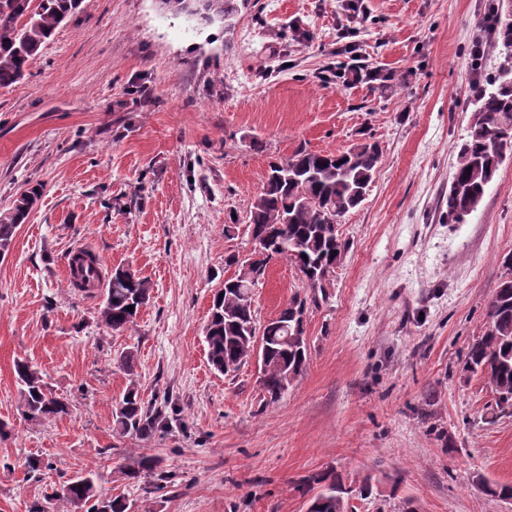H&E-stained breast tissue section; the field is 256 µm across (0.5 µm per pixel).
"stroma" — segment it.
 <instances>
[{
  "label": "stroma",
  "mask_w": 512,
  "mask_h": 512,
  "mask_svg": "<svg viewBox=\"0 0 512 512\" xmlns=\"http://www.w3.org/2000/svg\"><path fill=\"white\" fill-rule=\"evenodd\" d=\"M491 8L511 9L248 0L202 24L158 0H83L0 88V210L40 190L0 258V512H44L89 472L132 512H305L301 483L328 469L370 486L348 512H512L486 491L512 484V416L464 369L512 253V154L462 223L446 203L476 87L503 61L470 56ZM366 138L381 163L339 220L346 248L309 308L306 369L265 405L255 363L227 376L207 361L211 295L234 273L224 257L253 247L246 214L270 162ZM77 246L151 283L129 330L107 332L98 298L68 289ZM302 288L272 262L258 321ZM19 359L72 401L69 416L21 415ZM131 385L169 401V427L116 431L112 404ZM133 448L172 474L166 488L125 479Z\"/></svg>",
  "instance_id": "stroma-1"
}]
</instances>
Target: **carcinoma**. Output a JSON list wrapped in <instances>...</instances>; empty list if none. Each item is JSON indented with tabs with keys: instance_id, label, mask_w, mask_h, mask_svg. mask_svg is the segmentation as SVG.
I'll return each instance as SVG.
<instances>
[{
	"instance_id": "1",
	"label": "carcinoma",
	"mask_w": 512,
	"mask_h": 512,
	"mask_svg": "<svg viewBox=\"0 0 512 512\" xmlns=\"http://www.w3.org/2000/svg\"><path fill=\"white\" fill-rule=\"evenodd\" d=\"M235 0H205V10L213 17L235 11ZM80 8L79 0H0V88L22 80L30 62L55 29ZM486 43L505 54L498 75L488 80L491 89L480 91L467 135L459 147L455 170L448 189V223H460L475 210L501 166L512 151V24L501 19L489 24ZM380 162L377 143L364 140L339 153L299 149L290 157L273 162L261 192L247 212L248 229L260 246L263 261L286 260L302 276L305 286L322 289L321 276L335 272L346 243L338 233L337 219L358 207ZM39 191L26 190L12 205L0 210V256L8 253L17 227L24 223ZM72 288L90 293V285L100 277L97 259H74ZM504 275L487 306L488 327L468 348L464 368L481 374L495 394L498 413L512 416V255L503 258ZM251 283L226 286L214 293L206 324L205 342L211 366L224 372V362L237 367L255 355V333L263 345L261 376L265 405L274 404L300 377L307 364L308 344L301 336L287 334V328L303 326L308 311L307 298L292 296L277 317L257 324L252 304ZM151 285L135 273L111 274L108 288L97 309L98 323L111 333H122L134 323L140 309L150 299ZM133 310H127L128 306ZM20 384L19 409L24 418L45 422L66 416L73 404L53 394L42 373L30 363L15 364ZM170 416L145 402L139 391L128 388L116 402L113 420L119 434L147 437L168 424ZM154 474L158 488L171 482L157 470V460L148 455H131L124 475L138 480ZM313 492L312 512H347L342 477L333 470L318 474L308 486ZM56 512H130L132 505L123 496L105 497L98 490L93 473L76 477L53 496Z\"/></svg>"
}]
</instances>
